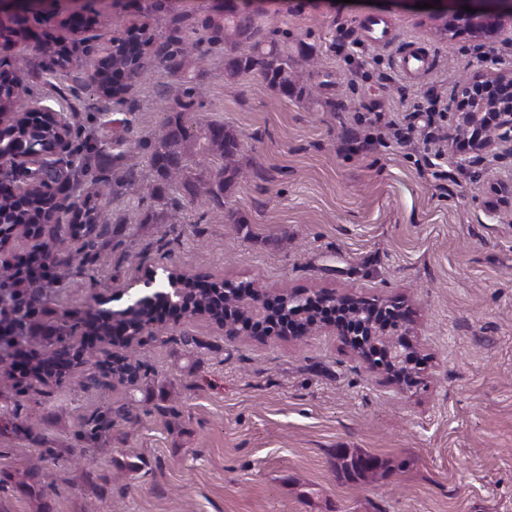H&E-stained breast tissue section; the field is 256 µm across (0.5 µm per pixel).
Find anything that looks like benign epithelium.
Returning <instances> with one entry per match:
<instances>
[{"label": "benign epithelium", "instance_id": "1", "mask_svg": "<svg viewBox=\"0 0 512 512\" xmlns=\"http://www.w3.org/2000/svg\"><path fill=\"white\" fill-rule=\"evenodd\" d=\"M63 0H0V40L32 41L37 49L48 44V39L29 26L32 18L58 6ZM76 6L66 9L60 27L73 35L83 32L78 24L83 19L90 23L96 14L90 0H72ZM407 6L428 3L423 9L421 25L436 37L453 38L468 33L488 44H512V0H397ZM473 11H465V7ZM13 62L0 57V104L17 108L21 86L11 81ZM22 111L34 121L30 126L50 124L57 127L59 139H65L70 123L66 111L55 109L39 100H29ZM451 125L448 131V149L463 156V161L479 164L489 159L499 162L512 159V66L498 59L464 80L453 99L448 102ZM54 160L62 168L68 167L67 153L53 144L44 151H13L0 154V196H19L41 180L47 161ZM490 189L498 199L484 202L487 217L498 224L512 223V166L505 172L487 167ZM30 236L26 224H1L0 243L11 236ZM185 288L175 284L170 290L145 293L142 299L150 301L154 295H163L174 311L186 316H199L224 330L226 336H254L260 328L273 325L282 336L301 341L323 332L340 338L371 372L383 375L399 393L406 394L425 384V372L409 361L423 347L417 331L416 311L405 298L365 296L352 292L338 293L321 290L311 295L292 290L243 293L233 281L224 282V295L244 298L235 320L215 315L203 307L193 308L190 298L199 290L201 281L175 269ZM15 289L0 286V350L20 361L23 375L32 377L29 356L18 338V326L11 314ZM112 296H96L88 305L81 321L83 335L92 341L103 339L114 348H127L140 336L151 334L159 324L158 316L136 318L130 315L119 319L103 305ZM127 360L114 355L99 366L103 374L118 377Z\"/></svg>", "mask_w": 512, "mask_h": 512}]
</instances>
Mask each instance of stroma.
<instances>
[{
    "label": "stroma",
    "instance_id": "35a3bbf8",
    "mask_svg": "<svg viewBox=\"0 0 512 512\" xmlns=\"http://www.w3.org/2000/svg\"><path fill=\"white\" fill-rule=\"evenodd\" d=\"M98 9L75 39L80 50L99 52L132 23L147 25L158 47L214 14L211 0H100ZM264 9L262 39L292 55L311 48L319 66L306 93L288 98L254 74L226 80L217 48L197 69V116L243 143L242 174L220 208L190 204L149 165L160 93L175 76L149 64L123 102H108L88 78L45 71L31 45H0L26 98L64 107L84 132L109 122L136 145L125 159H96L112 179L134 171L135 185L102 201L109 226L96 262L50 288L37 321H64L93 295L164 267L216 287L405 296L431 357L427 386L397 393L333 336L230 337L171 314L164 333L138 346L136 383L81 389L84 365L20 395L0 375V410L17 411L14 430L0 431V512H512V224L486 216L488 177L449 151L448 118L409 117L413 98L448 99L484 56L512 62V45L436 38L387 0ZM370 17L389 24L388 47L364 39ZM411 43L435 65L408 79L394 57ZM407 126L398 141L394 129ZM232 212L241 223H229ZM106 400L130 404L143 426L116 421L105 448L72 462L79 419ZM340 449L375 458L376 475L345 473ZM30 467L50 476L38 497L14 480Z\"/></svg>",
    "mask_w": 512,
    "mask_h": 512
}]
</instances>
